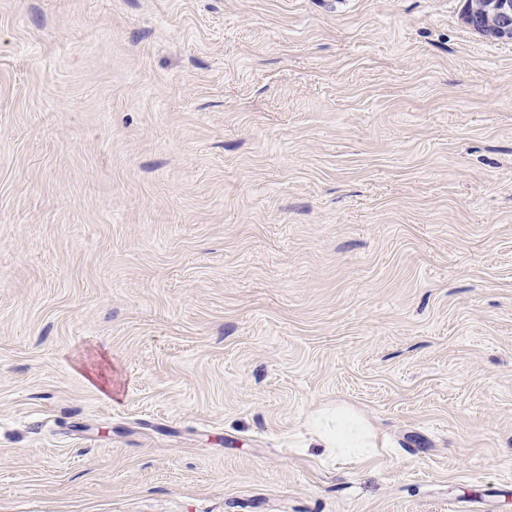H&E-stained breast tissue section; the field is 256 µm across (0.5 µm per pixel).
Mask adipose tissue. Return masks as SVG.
<instances>
[{
	"instance_id": "obj_1",
	"label": "adipose tissue",
	"mask_w": 512,
	"mask_h": 512,
	"mask_svg": "<svg viewBox=\"0 0 512 512\" xmlns=\"http://www.w3.org/2000/svg\"><path fill=\"white\" fill-rule=\"evenodd\" d=\"M314 434L324 447L339 452L350 448L370 455L376 451L365 421L344 405L318 413L314 418Z\"/></svg>"
}]
</instances>
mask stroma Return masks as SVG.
<instances>
[{"instance_id": "1", "label": "stroma", "mask_w": 512, "mask_h": 512, "mask_svg": "<svg viewBox=\"0 0 512 512\" xmlns=\"http://www.w3.org/2000/svg\"><path fill=\"white\" fill-rule=\"evenodd\" d=\"M463 6L0 0V512H512V41ZM314 435L324 448L336 449V455L350 448L372 455L377 448L365 421L350 407L336 405L314 417Z\"/></svg>"}]
</instances>
